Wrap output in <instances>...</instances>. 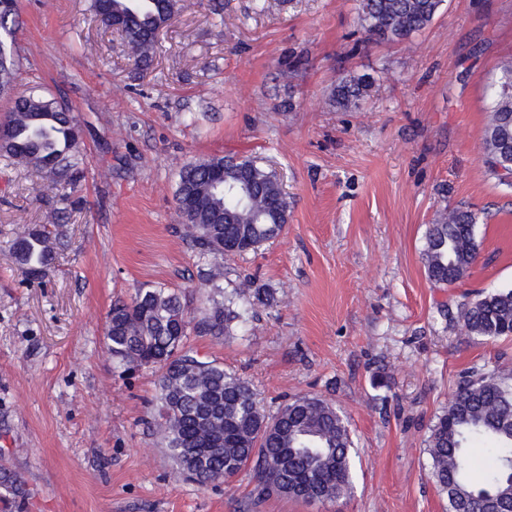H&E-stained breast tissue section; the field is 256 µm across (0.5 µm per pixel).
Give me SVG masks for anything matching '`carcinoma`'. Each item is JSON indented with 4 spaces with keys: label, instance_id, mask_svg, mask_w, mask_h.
I'll list each match as a JSON object with an SVG mask.
<instances>
[{
    "label": "carcinoma",
    "instance_id": "1",
    "mask_svg": "<svg viewBox=\"0 0 512 512\" xmlns=\"http://www.w3.org/2000/svg\"><path fill=\"white\" fill-rule=\"evenodd\" d=\"M445 0H359L367 39L404 42L426 29ZM176 0H91L90 11L104 25L120 21L135 62L148 65L156 53L154 32L167 24ZM17 0L0 6V92L13 88L17 73ZM371 83L339 81L336 103L358 107ZM481 161L503 180L512 172V61L493 84ZM0 158L13 166L47 170L56 185L72 184L84 156L70 110L31 90L15 96L0 122ZM175 199L184 240L206 267L198 305L175 288L143 285L131 301L112 305L105 347L113 365L158 371L153 426L180 477L201 486L250 472L259 497L285 495L305 502H338L352 486L353 439L344 415L329 401L301 397L266 412L251 384L201 357L193 336L238 335L257 308L274 301L272 292L243 280L224 290L222 256L258 251L280 236L288 200L276 172L247 156L192 161L178 174ZM479 215L468 207L443 211L429 225L423 249L427 278L436 287L469 276L479 255ZM61 234L25 229L6 240L18 265L32 277L49 270L53 242ZM464 330L486 341L512 335V289L481 292L460 304ZM488 454L482 482L468 478L475 450ZM431 475L447 495L448 512H512V370L465 371L448 406L436 416L427 439ZM25 494L19 474L0 463V507L9 510Z\"/></svg>",
    "mask_w": 512,
    "mask_h": 512
}]
</instances>
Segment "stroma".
<instances>
[{"mask_svg": "<svg viewBox=\"0 0 512 512\" xmlns=\"http://www.w3.org/2000/svg\"><path fill=\"white\" fill-rule=\"evenodd\" d=\"M87 6L20 0L13 91L65 103L84 174L67 207L45 170L0 162V242L67 211L46 277L0 245V448L27 490L13 512H445L429 428L468 368H512V337L467 335L456 313L512 288V188L476 149L512 60V0H445L406 43L365 42L357 0H178L146 68ZM346 75L372 80L360 107L332 100ZM228 154L275 170L289 210L280 237L223 257L224 286L251 277L278 302L242 335L193 343L268 410L309 395L340 408L355 450L336 503L260 499L243 473L174 480L149 424L154 370H118L105 350L115 300L144 283L197 288L177 174ZM458 206L489 214L480 254L436 288L425 233Z\"/></svg>", "mask_w": 512, "mask_h": 512, "instance_id": "obj_1", "label": "stroma"}]
</instances>
